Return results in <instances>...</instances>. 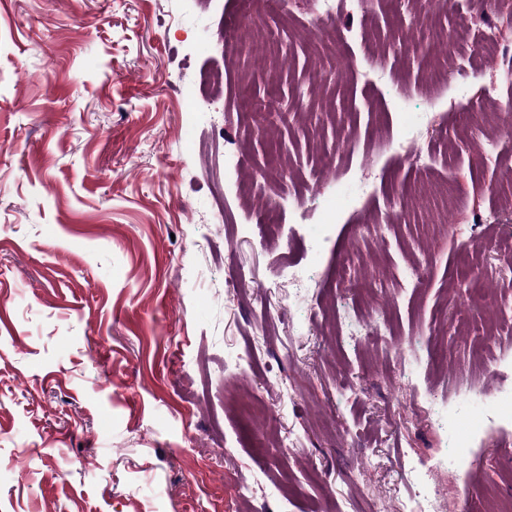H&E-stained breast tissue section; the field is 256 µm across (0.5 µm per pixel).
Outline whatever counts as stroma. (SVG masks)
<instances>
[{"mask_svg":"<svg viewBox=\"0 0 512 512\" xmlns=\"http://www.w3.org/2000/svg\"><path fill=\"white\" fill-rule=\"evenodd\" d=\"M240 8L0 0V512H409L406 457L437 463L443 512H483L488 485L512 499V425H467L512 387L495 368L512 272L489 245L512 237L492 192L512 142L478 145L494 122L482 87L512 102V27L475 71L469 45L436 41L444 14L392 43L415 19L406 0H354L316 46L296 0L250 16L265 40L230 53ZM316 67L342 76L311 91ZM209 69L223 89L200 85ZM469 105L476 123L457 124ZM428 118L447 150L399 166ZM341 126L357 154L302 193ZM237 153L267 179L284 243L253 235ZM443 192L448 228L425 238ZM354 244L366 263L340 273ZM269 296L293 307L262 323ZM325 307L340 326L322 336L307 314ZM374 312L396 353L352 340Z\"/></svg>","mask_w":512,"mask_h":512,"instance_id":"1","label":"stroma"}]
</instances>
